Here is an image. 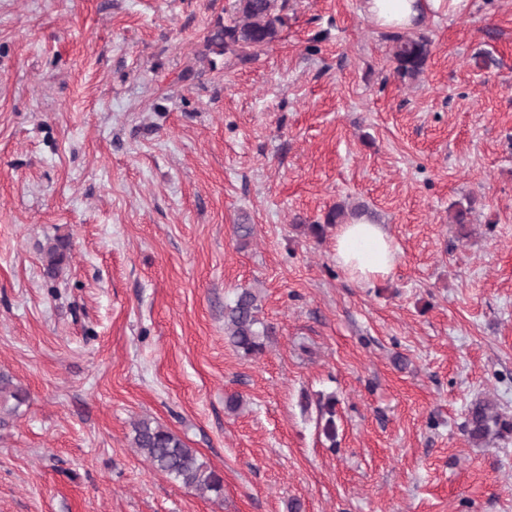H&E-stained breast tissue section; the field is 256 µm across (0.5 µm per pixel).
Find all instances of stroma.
<instances>
[{"mask_svg": "<svg viewBox=\"0 0 512 512\" xmlns=\"http://www.w3.org/2000/svg\"><path fill=\"white\" fill-rule=\"evenodd\" d=\"M233 3L0 0V372L28 393L0 512H512V434L464 428L482 399L512 419V0L428 17L406 81L362 0H285L246 63L207 47ZM342 202L394 237L388 278L301 232ZM243 288L254 357L224 335ZM142 419L222 494L155 470ZM69 244L65 238L57 237L49 240L42 251L47 263V271L52 275L56 274L66 258ZM258 297L249 289L237 293L224 308V332L244 356L261 354L272 337V327L259 318Z\"/></svg>", "mask_w": 512, "mask_h": 512, "instance_id": "stroma-1", "label": "stroma"}]
</instances>
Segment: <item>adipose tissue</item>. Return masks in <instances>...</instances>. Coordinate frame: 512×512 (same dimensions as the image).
Segmentation results:
<instances>
[{"label": "adipose tissue", "mask_w": 512, "mask_h": 512, "mask_svg": "<svg viewBox=\"0 0 512 512\" xmlns=\"http://www.w3.org/2000/svg\"><path fill=\"white\" fill-rule=\"evenodd\" d=\"M470 0H363L366 15L380 29L401 31L421 25L436 13H466ZM397 245L384 225L359 220L338 225L335 260L351 279L371 283L389 276L396 264Z\"/></svg>", "instance_id": "1"}]
</instances>
